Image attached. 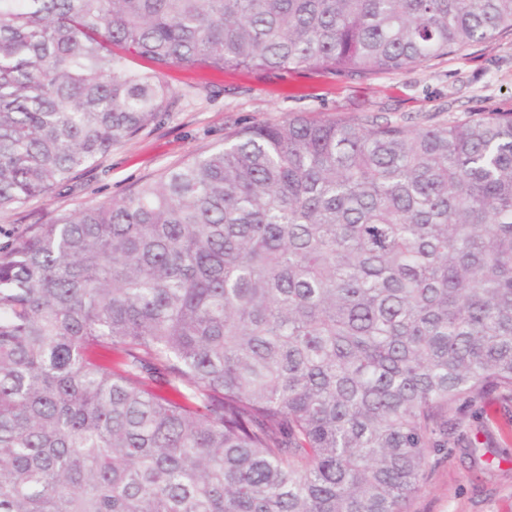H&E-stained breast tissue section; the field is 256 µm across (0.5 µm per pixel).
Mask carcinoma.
<instances>
[{
	"mask_svg": "<svg viewBox=\"0 0 512 512\" xmlns=\"http://www.w3.org/2000/svg\"><path fill=\"white\" fill-rule=\"evenodd\" d=\"M507 30L512 0H0V210L156 124L168 67L410 70ZM490 389L512 112L241 128L0 252V512H407Z\"/></svg>",
	"mask_w": 512,
	"mask_h": 512,
	"instance_id": "carcinoma-1",
	"label": "carcinoma"
}]
</instances>
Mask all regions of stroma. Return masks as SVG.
<instances>
[{
	"instance_id": "obj_1",
	"label": "stroma",
	"mask_w": 512,
	"mask_h": 512,
	"mask_svg": "<svg viewBox=\"0 0 512 512\" xmlns=\"http://www.w3.org/2000/svg\"><path fill=\"white\" fill-rule=\"evenodd\" d=\"M175 107L156 124L116 145L64 187L0 211V248L64 212L118 199L137 184L200 152L226 133L288 116L397 122L427 128L485 112L512 110V34L464 48L408 71L336 75L314 66L285 73H220L172 67ZM445 447L429 459L408 512H512V400L495 391L449 411ZM485 449L476 465L470 446Z\"/></svg>"
}]
</instances>
